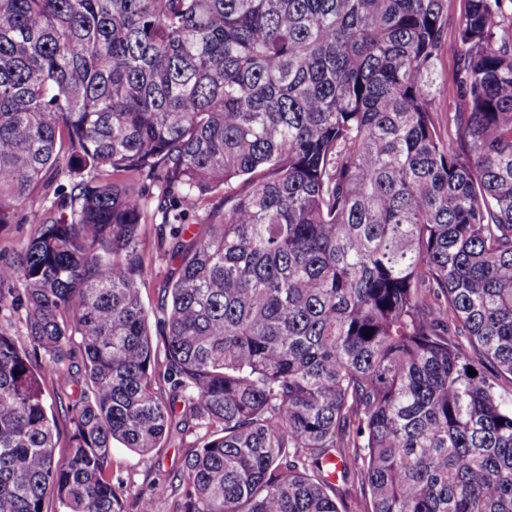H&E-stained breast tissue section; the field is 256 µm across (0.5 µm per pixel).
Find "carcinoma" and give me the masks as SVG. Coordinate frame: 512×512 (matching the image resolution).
<instances>
[{"mask_svg":"<svg viewBox=\"0 0 512 512\" xmlns=\"http://www.w3.org/2000/svg\"><path fill=\"white\" fill-rule=\"evenodd\" d=\"M505 2L466 0L443 128L447 0H0V229L33 213L0 248V512H125L112 442L190 428L181 512H512ZM47 371L88 385L63 458ZM30 214L25 212L18 218V224H12L7 229L0 231V243L3 246L5 243L9 245H17L19 242L25 240L30 231ZM157 224H143L141 225V239L146 244V253L150 257L153 256L155 260V271L153 277H151L144 286H141V296L146 307L153 311V315L150 320V331L154 343V347H157V353L159 358L158 372H163V344H162V325L157 318L162 317L160 313L161 305L166 302L167 294L165 289L167 288V277L173 269H176L180 263V260L174 258L171 255L156 256L155 252L152 251L153 240L156 236Z\"/></svg>","mask_w":512,"mask_h":512,"instance_id":"carcinoma-1","label":"carcinoma"}]
</instances>
